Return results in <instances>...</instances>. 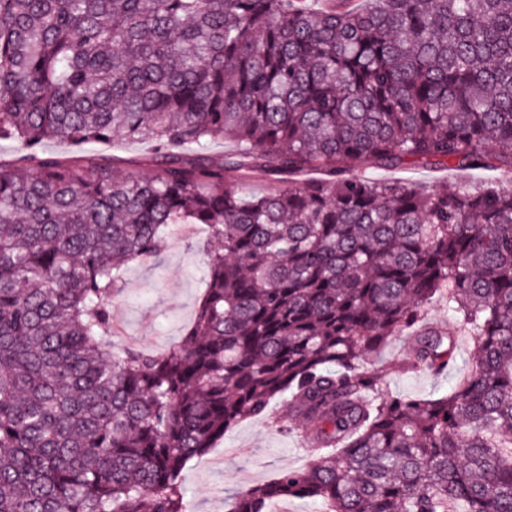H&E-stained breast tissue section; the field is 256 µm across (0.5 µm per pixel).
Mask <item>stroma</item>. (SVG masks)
Returning a JSON list of instances; mask_svg holds the SVG:
<instances>
[{"label":"stroma","mask_w":512,"mask_h":512,"mask_svg":"<svg viewBox=\"0 0 512 512\" xmlns=\"http://www.w3.org/2000/svg\"><path fill=\"white\" fill-rule=\"evenodd\" d=\"M89 151L121 159L125 172L138 177L146 179L153 174L145 163L152 151L150 141L117 140L90 146ZM375 176L398 180L423 192L440 189L451 181L473 188L491 182L512 186V172L504 170H457L418 163L379 170ZM209 247L201 232L173 236L159 257L129 267L124 291L112 303V315L123 325L122 334L114 338L117 345L159 353L179 346L206 286ZM460 372L456 365L438 377L393 373L386 377L384 389L395 396L426 397L449 388ZM311 453L310 444L276 414L239 422L214 444L206 458L185 468L183 484L189 512H226L237 493L271 481L285 469L302 467Z\"/></svg>","instance_id":"35a3bbf8"}]
</instances>
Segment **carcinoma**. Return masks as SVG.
Instances as JSON below:
<instances>
[{
	"instance_id": "obj_1",
	"label": "carcinoma",
	"mask_w": 512,
	"mask_h": 512,
	"mask_svg": "<svg viewBox=\"0 0 512 512\" xmlns=\"http://www.w3.org/2000/svg\"><path fill=\"white\" fill-rule=\"evenodd\" d=\"M116 138L151 177L42 150ZM1 141L0 512H187V464L276 398L319 451L229 512H512V190L366 175L512 170V0H0ZM177 224L219 243L184 342L117 348L127 269ZM436 297L463 376L384 393L456 362ZM407 346L406 336H394L377 354L370 356V363L377 366L388 362H399L407 356ZM472 348L473 343L468 336H459L458 364L448 369V375L437 377L429 374L393 373L386 377L384 390L389 394L407 398L427 397L439 390H446L462 371L463 361L468 358Z\"/></svg>"
}]
</instances>
